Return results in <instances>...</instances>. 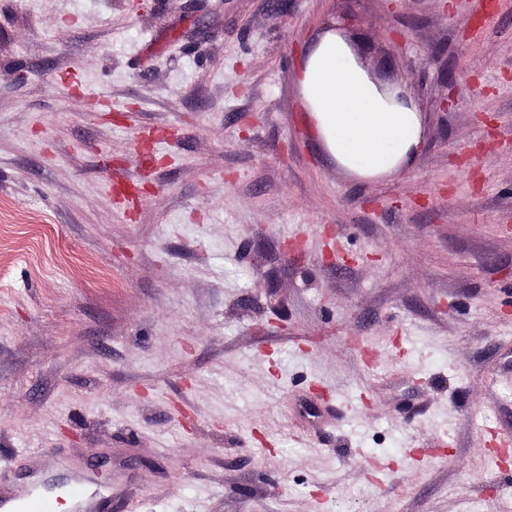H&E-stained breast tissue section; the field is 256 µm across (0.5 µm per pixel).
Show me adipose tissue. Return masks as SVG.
Masks as SVG:
<instances>
[{"label":"adipose tissue","instance_id":"obj_1","mask_svg":"<svg viewBox=\"0 0 512 512\" xmlns=\"http://www.w3.org/2000/svg\"><path fill=\"white\" fill-rule=\"evenodd\" d=\"M297 78L318 140L361 180L402 169L422 137L408 86L381 93L343 31L327 29L300 61Z\"/></svg>","mask_w":512,"mask_h":512}]
</instances>
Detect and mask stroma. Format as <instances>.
<instances>
[{
  "instance_id": "35a3bbf8",
  "label": "stroma",
  "mask_w": 512,
  "mask_h": 512,
  "mask_svg": "<svg viewBox=\"0 0 512 512\" xmlns=\"http://www.w3.org/2000/svg\"><path fill=\"white\" fill-rule=\"evenodd\" d=\"M342 24L423 115L339 169ZM99 95L85 105V93ZM512 0H0V464L108 512L512 508ZM342 30L331 27L300 61L297 78L318 140L349 175L373 180L402 169L422 117L402 84L381 93ZM399 96V98H398ZM71 512H98L99 501L85 487V481L76 479L69 487Z\"/></svg>"
}]
</instances>
